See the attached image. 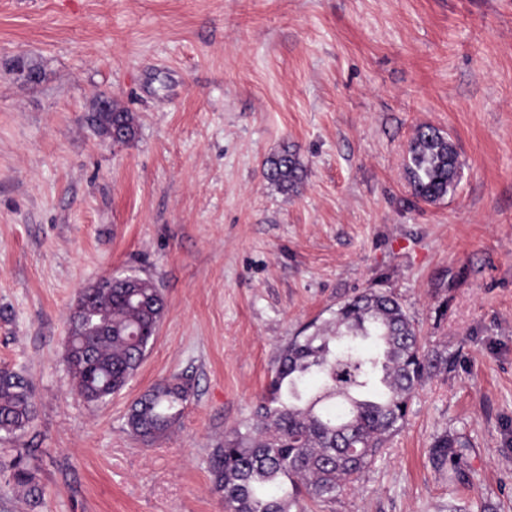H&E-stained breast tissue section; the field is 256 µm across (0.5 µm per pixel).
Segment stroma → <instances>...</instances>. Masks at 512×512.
<instances>
[{
	"label": "stroma",
	"instance_id": "obj_1",
	"mask_svg": "<svg viewBox=\"0 0 512 512\" xmlns=\"http://www.w3.org/2000/svg\"><path fill=\"white\" fill-rule=\"evenodd\" d=\"M19 55L39 83L7 71ZM103 92L135 140L97 133ZM422 125L460 163L435 203L405 171ZM286 144L307 169L295 195L263 175ZM131 274L165 316L128 386L91 405L68 317ZM369 288L453 361L360 480L306 512H512V0H0V368L37 406L0 439V512H222L214 449L255 419L280 349ZM173 376L191 387L179 422L133 436L132 402ZM444 432L469 442L462 479L432 464ZM13 470L12 478L15 482L27 487V494L30 496V502L33 507H37L43 502V491L39 488L35 482V476L25 466L21 465V462H14L12 465Z\"/></svg>",
	"mask_w": 512,
	"mask_h": 512
}]
</instances>
